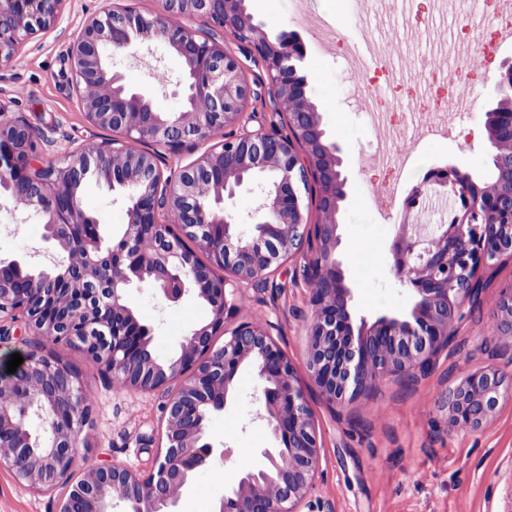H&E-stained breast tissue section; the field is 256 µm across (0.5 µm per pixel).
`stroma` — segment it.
I'll return each mask as SVG.
<instances>
[{
	"label": "stroma",
	"mask_w": 512,
	"mask_h": 512,
	"mask_svg": "<svg viewBox=\"0 0 512 512\" xmlns=\"http://www.w3.org/2000/svg\"><path fill=\"white\" fill-rule=\"evenodd\" d=\"M107 5V0H66L58 25L31 35L23 51L0 66V105L6 118L22 117L36 131L34 152L43 165H60L75 148L109 137L86 120L67 57L83 23ZM247 5L269 39L293 33L304 46L297 73L306 81V93L330 140L343 150L348 182L337 257L354 292L356 317L370 322L381 316L408 317L407 292L392 271L390 250L396 225L407 218L408 198L433 169L453 167L481 184L491 167L485 114L496 102L489 89L502 65L512 63V44L500 43L497 36L502 23L498 0L478 5L457 0L444 12L432 0H305L300 11L292 0H248ZM474 42L485 44L486 53L474 67L457 69L446 55L448 48ZM224 44L244 58L243 75L251 90L242 123L226 128L225 136L260 128L283 132L262 67L247 60L245 48L232 36H225ZM361 53L368 56L365 71L377 94L364 106L350 108L347 60ZM117 67L130 87L151 89L159 111L180 109V98L163 90L181 76L178 57L158 47L150 54L120 57ZM446 69L457 71L471 111H459L441 78ZM376 109L386 113L384 126L373 121ZM421 119L447 120L454 127L452 136L414 140V125ZM385 141L415 143V165L401 167L394 157L379 160L376 147ZM81 202L98 221L105 242H118L128 222L124 194L92 178L81 190ZM356 239L364 257L353 252ZM53 250L30 212L0 199V262L39 267ZM297 269V262L290 261L264 284L237 288L230 301L238 312L225 327L233 329L244 320L271 323L274 340L297 371L320 445L310 496L313 512H512V398L502 400L475 430L451 427L443 402L448 387L470 373L493 367L512 377V338L495 329L499 298L512 287V261L484 273L479 306L457 323L455 336L427 372L385 380L342 405L325 400L307 369L311 287ZM126 300L148 330L152 354L161 360L174 357L191 331L212 319L210 306L190 292L172 304L150 288H135ZM10 331L11 339L0 343V375L6 374L12 354L38 350L74 369L91 394L73 478L100 464L142 474L155 469L164 444L167 392L123 388L81 350L31 335L23 322L12 324ZM259 388L255 371L242 367L224 409L208 415L206 437L214 449V468L223 471L224 480L215 483L209 471L196 472L177 512H214L240 473L260 466L263 450L276 447L260 417ZM65 493L62 486L35 491L0 468V512H59Z\"/></svg>",
	"instance_id": "obj_1"
}]
</instances>
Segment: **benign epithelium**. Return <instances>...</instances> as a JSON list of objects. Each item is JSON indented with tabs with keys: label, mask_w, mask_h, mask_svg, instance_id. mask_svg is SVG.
Segmentation results:
<instances>
[{
	"label": "benign epithelium",
	"mask_w": 512,
	"mask_h": 512,
	"mask_svg": "<svg viewBox=\"0 0 512 512\" xmlns=\"http://www.w3.org/2000/svg\"><path fill=\"white\" fill-rule=\"evenodd\" d=\"M65 2L0 0V66L30 35L53 26ZM162 4V11L146 17L114 3L87 20L69 46L87 121L113 133L96 153L82 147L66 164L43 167L31 156L35 132L27 122L0 121V196L42 218L45 241L59 248L40 271L18 261L0 267V335L8 332L5 322L22 318L33 335L78 346L128 389H171L163 458L149 474L106 464L72 479L87 421L77 408L81 383L58 358L34 352L0 378V466L38 491L67 485L60 512H112L119 503L127 512H177L193 473L213 464L207 415L224 408L236 375L248 364L262 382L260 418L278 446L263 452L260 467L241 473L215 512H306L319 461L312 411L294 366L263 324L243 321L214 346L213 337L235 311L227 299L229 280L260 282L285 261L303 260L302 276L313 285L308 370L332 404L352 401L386 377L429 369L448 346L464 305L480 303L479 273L512 258V65H504L494 83L498 104L486 122L499 182L480 189L452 167L426 176L408 209L420 208L435 186L452 196L454 207L446 224L398 225L393 271L413 301L410 315L372 323L362 317L356 327L353 291L336 259V215L347 182L342 149L328 140L297 76L293 60L303 51L284 37L270 40L246 0ZM186 16L249 48L266 71L275 105L289 104L278 110L288 133L260 128L226 138L166 174L148 144L192 149L238 125L250 97L241 60L224 41L184 25ZM157 32L185 65L173 91L182 106L174 113L155 110L152 97L128 88L115 70L121 55L151 51ZM91 175L132 191L128 224L112 247L81 207L79 192ZM244 186L256 206L233 213L226 202ZM239 224L254 230L241 234ZM188 283L211 306L213 319L191 332L178 357L161 361L148 350L146 331L124 294L145 285L177 303ZM498 311V331L511 336V288ZM506 395L512 396V381L498 371L471 373L445 395L448 421L476 429Z\"/></svg>",
	"instance_id": "1"
}]
</instances>
